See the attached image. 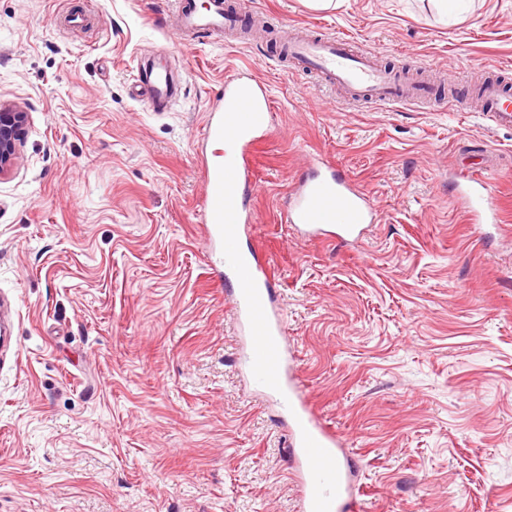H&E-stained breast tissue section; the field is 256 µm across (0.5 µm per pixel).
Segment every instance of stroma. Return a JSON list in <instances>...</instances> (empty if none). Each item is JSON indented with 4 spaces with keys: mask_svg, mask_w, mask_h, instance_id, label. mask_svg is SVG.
Returning a JSON list of instances; mask_svg holds the SVG:
<instances>
[{
    "mask_svg": "<svg viewBox=\"0 0 512 512\" xmlns=\"http://www.w3.org/2000/svg\"><path fill=\"white\" fill-rule=\"evenodd\" d=\"M175 0H0V105L26 114L0 176V293L22 359L0 371V512H299L287 430L251 392L204 240L206 116L244 67L274 101L254 150V238L300 378L343 435L362 512H512V128L450 83L502 69L512 0H239L269 39L174 41ZM314 29L425 66L427 104L313 96L275 36ZM182 68L162 115L131 95L145 52ZM370 198L355 243L301 241L280 213L310 156ZM484 176L500 229L455 200Z\"/></svg>",
    "mask_w": 512,
    "mask_h": 512,
    "instance_id": "35a3bbf8",
    "label": "stroma"
}]
</instances>
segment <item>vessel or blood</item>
Segmentation results:
<instances>
[{"label":"vessel or blood","mask_w":512,"mask_h":512,"mask_svg":"<svg viewBox=\"0 0 512 512\" xmlns=\"http://www.w3.org/2000/svg\"><path fill=\"white\" fill-rule=\"evenodd\" d=\"M239 29L235 0H210L202 11L189 0H178L175 38L208 32L232 41ZM286 56L295 69L316 74L322 88H342L357 100L369 97L395 106L426 100L429 94L428 79H410L380 65L375 56L357 54L340 36L291 34ZM131 84L134 98L159 115L172 108L183 90L181 77L151 55L138 58ZM456 103L512 128V89L498 79H486L475 92L459 94ZM272 112L267 84L249 69L225 76L222 97L206 123L207 139L223 151L221 164L207 171L206 244L223 266L250 387L276 406L287 422L286 464L298 482L300 512H359L350 472L339 456L343 440L321 423L299 379L277 302V284L257 257L241 249V239L253 224L246 202L253 148L270 134ZM459 198L474 224L500 222L498 200L484 179L467 178L459 186ZM280 220L308 240L353 242L375 222L376 211L365 193L329 171L301 179Z\"/></svg>","instance_id":"obj_1"}]
</instances>
